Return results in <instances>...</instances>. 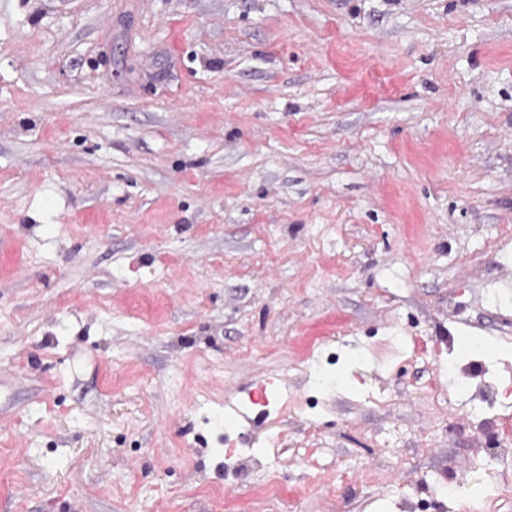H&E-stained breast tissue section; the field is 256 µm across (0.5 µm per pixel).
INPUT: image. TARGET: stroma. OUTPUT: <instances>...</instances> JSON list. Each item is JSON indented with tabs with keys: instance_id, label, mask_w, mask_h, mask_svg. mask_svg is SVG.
<instances>
[{
	"instance_id": "stroma-1",
	"label": "stroma",
	"mask_w": 512,
	"mask_h": 512,
	"mask_svg": "<svg viewBox=\"0 0 512 512\" xmlns=\"http://www.w3.org/2000/svg\"><path fill=\"white\" fill-rule=\"evenodd\" d=\"M512 417V0H0V512H484Z\"/></svg>"
}]
</instances>
